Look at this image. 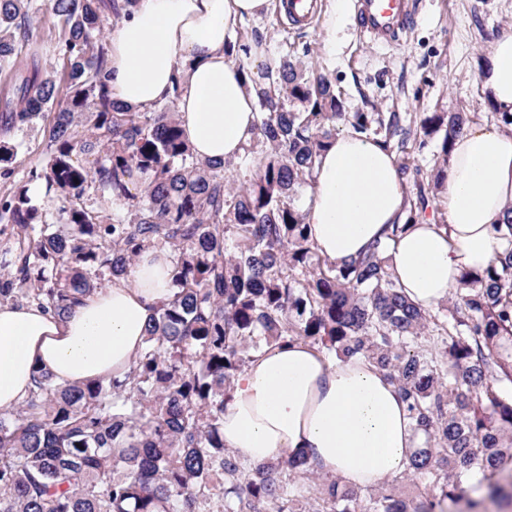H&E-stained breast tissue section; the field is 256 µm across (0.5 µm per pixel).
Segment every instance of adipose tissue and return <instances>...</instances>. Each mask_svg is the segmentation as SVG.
I'll return each mask as SVG.
<instances>
[{
	"label": "adipose tissue",
	"mask_w": 512,
	"mask_h": 512,
	"mask_svg": "<svg viewBox=\"0 0 512 512\" xmlns=\"http://www.w3.org/2000/svg\"><path fill=\"white\" fill-rule=\"evenodd\" d=\"M267 9L268 0H140L112 30L111 92L145 110L181 81L179 120L194 154L237 160L258 112L224 48L244 20ZM480 81L492 110L512 113L511 30L491 41ZM440 203L446 227L413 226L387 251L397 284L429 311L447 300L463 269L486 268L501 249L493 227L512 219V127L466 125L452 144ZM403 211L394 155L342 129L319 156L304 204L318 254L342 262L368 252ZM174 291L168 253L150 250L130 279L82 297L69 316L0 305V409L24 399L39 370L60 387L122 376L144 347L157 304ZM224 445L252 464L301 456L314 472L366 489L407 471L416 438L398 388L375 364L286 342L255 353L238 375L224 408Z\"/></svg>",
	"instance_id": "obj_1"
}]
</instances>
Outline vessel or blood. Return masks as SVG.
I'll list each match as a JSON object with an SVG mask.
<instances>
[{"mask_svg": "<svg viewBox=\"0 0 512 512\" xmlns=\"http://www.w3.org/2000/svg\"><path fill=\"white\" fill-rule=\"evenodd\" d=\"M416 7L415 0H358L357 20L371 42L396 45L408 30ZM284 9L294 25L304 26L316 14V0H284Z\"/></svg>", "mask_w": 512, "mask_h": 512, "instance_id": "1", "label": "vessel or blood"}]
</instances>
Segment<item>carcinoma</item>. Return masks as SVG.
Instances as JSON below:
<instances>
[{
    "label": "carcinoma",
    "mask_w": 512,
    "mask_h": 512,
    "mask_svg": "<svg viewBox=\"0 0 512 512\" xmlns=\"http://www.w3.org/2000/svg\"><path fill=\"white\" fill-rule=\"evenodd\" d=\"M139 0H0V176L12 174L13 134L49 119L45 186L55 215L19 188L0 195V304L67 316L79 299L130 276L148 250L170 251L173 297L160 303L123 379L61 388L43 371L20 405L0 410V512H444L465 502L512 506V220L492 225L502 251L465 270L439 316L411 302L387 264V244L350 261L319 256L296 205L336 123L389 152L438 138L430 178L416 186L395 240L441 186L452 142L473 116L347 112L325 75L288 58L258 82L255 136L236 161L199 159L174 107L182 88L145 110L111 96L105 23ZM47 6L60 27L61 71L30 51ZM93 156L92 167L76 161ZM236 251L227 252V241ZM339 360L360 356L396 384L420 442L416 495L364 494L316 480L303 458L249 465L224 446V402L252 355L283 342Z\"/></svg>",
    "instance_id": "1"
}]
</instances>
